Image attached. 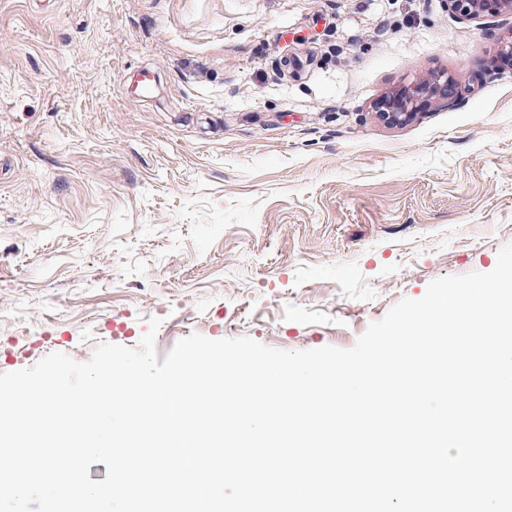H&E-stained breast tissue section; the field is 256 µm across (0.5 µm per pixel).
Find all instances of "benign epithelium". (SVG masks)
<instances>
[{"mask_svg":"<svg viewBox=\"0 0 512 512\" xmlns=\"http://www.w3.org/2000/svg\"><path fill=\"white\" fill-rule=\"evenodd\" d=\"M448 9L468 22L508 14L512 16V0H445ZM462 81L453 75H441L417 81L408 89L395 91L375 105L378 118L387 125H398L413 118L417 110L434 101L448 109L462 95Z\"/></svg>","mask_w":512,"mask_h":512,"instance_id":"7a95c632","label":"benign epithelium"}]
</instances>
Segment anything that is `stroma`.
<instances>
[{
    "label": "stroma",
    "mask_w": 512,
    "mask_h": 512,
    "mask_svg": "<svg viewBox=\"0 0 512 512\" xmlns=\"http://www.w3.org/2000/svg\"><path fill=\"white\" fill-rule=\"evenodd\" d=\"M512 17L0 0V373L193 333L348 349L512 244ZM471 84L400 126L373 103Z\"/></svg>",
    "instance_id": "1"
}]
</instances>
